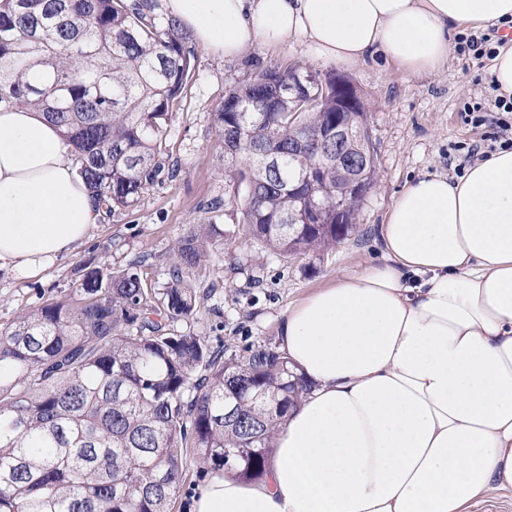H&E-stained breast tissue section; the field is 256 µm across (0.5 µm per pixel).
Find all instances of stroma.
Masks as SVG:
<instances>
[{"instance_id": "35a3bbf8", "label": "stroma", "mask_w": 512, "mask_h": 512, "mask_svg": "<svg viewBox=\"0 0 512 512\" xmlns=\"http://www.w3.org/2000/svg\"><path fill=\"white\" fill-rule=\"evenodd\" d=\"M301 65L348 76L362 94L376 152L377 178L360 209L355 232L317 256L282 257L245 238L231 219L234 210L218 160L213 114L227 90L261 70ZM489 59L451 51L442 68L412 74L378 56L356 66L318 60L307 44L256 46L227 59L198 49L197 62L180 104L169 115L167 145L173 175L162 176L126 210L101 215L74 254L33 277L0 269V327L22 312L51 300L76 296L87 269L128 268L143 261L152 288L169 281L178 241L196 225L215 224L233 232L225 246L216 237L210 260L190 277L201 298L199 313L172 323L174 334L206 337L215 348L238 354L278 346L280 321L294 305L337 275L382 261L374 229L395 197L416 176H456L470 145L498 135L494 126L463 124L464 103L490 99ZM215 472L188 455L173 512H193L195 495Z\"/></svg>"}]
</instances>
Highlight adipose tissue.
Segmentation results:
<instances>
[{
	"instance_id": "1",
	"label": "adipose tissue",
	"mask_w": 512,
	"mask_h": 512,
	"mask_svg": "<svg viewBox=\"0 0 512 512\" xmlns=\"http://www.w3.org/2000/svg\"><path fill=\"white\" fill-rule=\"evenodd\" d=\"M208 51L309 44L322 61H448L452 32L512 22V0H166ZM99 213L58 130L0 107V266L32 277ZM381 265L289 307L281 349L307 389L265 479L209 480L193 512H467L512 488V149L420 176L377 228Z\"/></svg>"
}]
</instances>
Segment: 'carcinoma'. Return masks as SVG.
<instances>
[{"mask_svg": "<svg viewBox=\"0 0 512 512\" xmlns=\"http://www.w3.org/2000/svg\"><path fill=\"white\" fill-rule=\"evenodd\" d=\"M196 58L191 35L154 0H0V105L42 112L109 214L158 181L169 112ZM334 78L270 67L213 113L234 219L283 257L347 239L376 180L371 137L317 145L336 132ZM307 172L313 191L297 188ZM215 235L199 224L180 239L160 292L139 262L91 269L77 298L0 330V512H171L187 448L246 481L266 475L302 379L271 348L241 358L170 332L198 313L186 274L209 260Z\"/></svg>", "mask_w": 512, "mask_h": 512, "instance_id": "cac0c4a2", "label": "carcinoma"}]
</instances>
